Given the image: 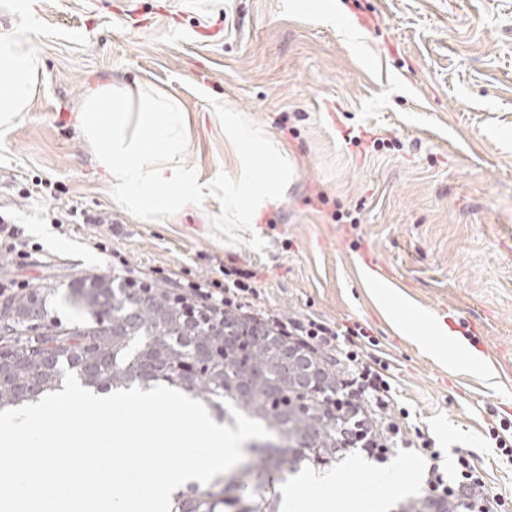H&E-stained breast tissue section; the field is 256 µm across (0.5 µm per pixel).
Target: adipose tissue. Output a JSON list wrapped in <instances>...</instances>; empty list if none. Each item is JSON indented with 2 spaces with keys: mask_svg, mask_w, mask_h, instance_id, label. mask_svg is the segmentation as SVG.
Masks as SVG:
<instances>
[{
  "mask_svg": "<svg viewBox=\"0 0 512 512\" xmlns=\"http://www.w3.org/2000/svg\"><path fill=\"white\" fill-rule=\"evenodd\" d=\"M0 128L28 109L36 94L39 61L25 25L0 29ZM81 130L98 144V164L113 193L131 211L183 215L203 194L221 197L240 223L275 199L280 180L249 177L242 181L202 183L187 165L188 119L179 103L141 87L117 89L109 84L88 91L78 116Z\"/></svg>",
  "mask_w": 512,
  "mask_h": 512,
  "instance_id": "obj_1",
  "label": "adipose tissue"
}]
</instances>
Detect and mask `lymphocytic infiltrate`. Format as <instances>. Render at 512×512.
Instances as JSON below:
<instances>
[{"label": "lymphocytic infiltrate", "mask_w": 512, "mask_h": 512, "mask_svg": "<svg viewBox=\"0 0 512 512\" xmlns=\"http://www.w3.org/2000/svg\"><path fill=\"white\" fill-rule=\"evenodd\" d=\"M231 283L215 279H187L178 288L184 299L216 309L241 310L256 295V273L250 269L225 265ZM258 320L274 327L281 335L314 352L334 353L343 367L341 387L344 395L359 397L358 428L351 438L377 460H386L396 448H414L439 458L434 441L422 430L406 428L405 410L397 409L394 391L386 365L377 357L365 356L362 338L367 332L361 326L337 328L309 315L288 317L261 312ZM455 477H448L439 466H432L426 477L428 498L436 501L456 499L461 512H512V503L489 485L486 472L473 454L458 452Z\"/></svg>", "instance_id": "lymphocytic-infiltrate-1"}]
</instances>
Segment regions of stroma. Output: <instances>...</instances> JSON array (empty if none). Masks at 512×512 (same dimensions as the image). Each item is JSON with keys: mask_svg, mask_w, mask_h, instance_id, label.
<instances>
[{"mask_svg": "<svg viewBox=\"0 0 512 512\" xmlns=\"http://www.w3.org/2000/svg\"><path fill=\"white\" fill-rule=\"evenodd\" d=\"M38 93L0 130V214L28 257L0 255V282L111 271L158 285L223 279L217 258L255 270L254 308L366 328L409 423L444 462L478 456L512 499V461L488 430L512 418V0H31ZM173 96L188 118L186 161L231 181L230 116L260 129L290 178L252 224L203 197L193 214H132L76 125L90 86ZM111 216L86 224L72 208ZM437 316L486 363L452 369L422 354L376 302L365 275ZM407 464L425 494L428 456L336 459L343 481L310 492L311 512L348 497L374 512Z\"/></svg>", "mask_w": 512, "mask_h": 512, "instance_id": "stroma-1", "label": "stroma"}]
</instances>
